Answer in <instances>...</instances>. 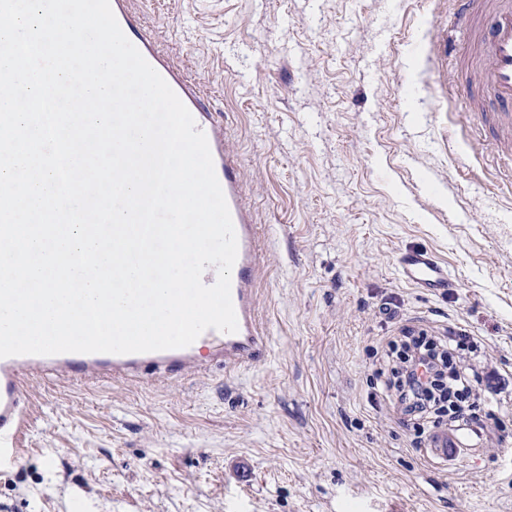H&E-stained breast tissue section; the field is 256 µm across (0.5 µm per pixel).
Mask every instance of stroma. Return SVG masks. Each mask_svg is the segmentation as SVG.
Listing matches in <instances>:
<instances>
[{"label": "stroma", "mask_w": 512, "mask_h": 512, "mask_svg": "<svg viewBox=\"0 0 512 512\" xmlns=\"http://www.w3.org/2000/svg\"><path fill=\"white\" fill-rule=\"evenodd\" d=\"M228 115L266 237L271 354L178 380L30 383L25 454L0 512H512V400L453 464L414 446L373 390L402 328L478 337L512 384V188L437 101L433 0H137ZM435 252L456 286L405 283ZM396 306V318L381 312ZM397 267L403 279L414 288L442 293L454 286L448 268L431 251L403 249L397 254Z\"/></svg>", "instance_id": "stroma-1"}]
</instances>
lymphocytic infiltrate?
Segmentation results:
<instances>
[{"label": "lymphocytic infiltrate", "mask_w": 512, "mask_h": 512, "mask_svg": "<svg viewBox=\"0 0 512 512\" xmlns=\"http://www.w3.org/2000/svg\"><path fill=\"white\" fill-rule=\"evenodd\" d=\"M482 355L475 337L463 330L446 339L422 331L392 336L380 345L375 376L401 423L425 441L445 425H480L477 405L492 404L504 392L495 372L477 368Z\"/></svg>", "instance_id": "f902f5d3"}]
</instances>
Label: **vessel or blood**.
Returning a JSON list of instances; mask_svg holds the SVG:
<instances>
[{"mask_svg":"<svg viewBox=\"0 0 512 512\" xmlns=\"http://www.w3.org/2000/svg\"><path fill=\"white\" fill-rule=\"evenodd\" d=\"M127 38L165 79L191 112L208 139L217 179L227 201L238 241L231 273V298L238 321L233 333L213 329L182 349L147 353H63L0 358V471L22 460L29 426V381L74 376L96 381L133 382L145 376L159 379L205 372L211 364L247 368L268 352L269 336L258 319V283L265 267L266 242L245 189L244 171L231 141L228 123L216 118L208 105L204 84L164 53L145 26L132 0H110ZM451 29L460 30L464 46L458 60L472 77L463 84L471 107L481 115L483 142L512 160V0H452ZM397 267L413 287L434 293L452 288L447 268L428 250L406 248L397 254ZM435 456L445 460L465 450L463 436L442 434L432 443Z\"/></svg>","mask_w":512,"mask_h":512,"instance_id":"1","label":"vessel or blood"}]
</instances>
